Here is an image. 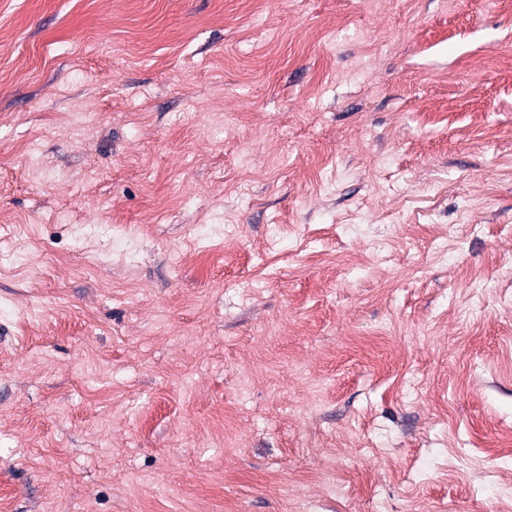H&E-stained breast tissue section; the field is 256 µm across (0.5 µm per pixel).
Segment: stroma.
I'll use <instances>...</instances> for the list:
<instances>
[{"instance_id":"stroma-1","label":"stroma","mask_w":512,"mask_h":512,"mask_svg":"<svg viewBox=\"0 0 512 512\" xmlns=\"http://www.w3.org/2000/svg\"><path fill=\"white\" fill-rule=\"evenodd\" d=\"M512 0H0V512H512Z\"/></svg>"}]
</instances>
